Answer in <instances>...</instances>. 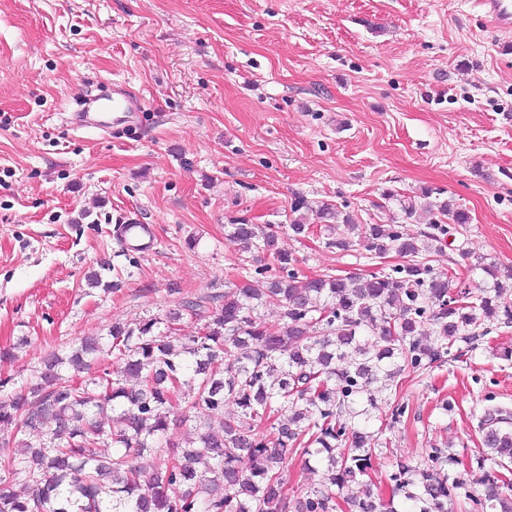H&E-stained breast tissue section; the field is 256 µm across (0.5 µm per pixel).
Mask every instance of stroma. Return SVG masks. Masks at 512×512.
Segmentation results:
<instances>
[{"label": "stroma", "instance_id": "stroma-1", "mask_svg": "<svg viewBox=\"0 0 512 512\" xmlns=\"http://www.w3.org/2000/svg\"><path fill=\"white\" fill-rule=\"evenodd\" d=\"M119 82L144 101L137 134L72 130L81 98ZM395 200L382 199L384 191ZM430 190L470 216L437 271L469 289L477 261L512 268V42L467 0H0V380L115 324L224 293L256 262L230 223H286L296 197L386 224ZM150 225L154 247L117 242ZM280 233L300 274L399 264L362 245ZM100 275L101 285L91 283ZM512 328L490 325L397 397L406 407L366 475L389 495L400 459L469 460L483 496L484 408L512 409ZM452 403L444 411L443 403Z\"/></svg>", "mask_w": 512, "mask_h": 512}]
</instances>
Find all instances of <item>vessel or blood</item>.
<instances>
[{
	"instance_id": "1",
	"label": "vessel or blood",
	"mask_w": 512,
	"mask_h": 512,
	"mask_svg": "<svg viewBox=\"0 0 512 512\" xmlns=\"http://www.w3.org/2000/svg\"><path fill=\"white\" fill-rule=\"evenodd\" d=\"M503 38L512 37V0H471ZM141 108L139 97L124 85H113L111 91L87 96L85 104L70 116V125L75 130L116 133L132 126L136 112ZM116 237L123 244H134L148 249L153 238L148 225L119 224Z\"/></svg>"
}]
</instances>
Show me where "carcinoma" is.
I'll return each mask as SVG.
<instances>
[{
	"mask_svg": "<svg viewBox=\"0 0 512 512\" xmlns=\"http://www.w3.org/2000/svg\"><path fill=\"white\" fill-rule=\"evenodd\" d=\"M436 220L420 234L407 224L416 201H400L398 224H359L351 213L321 203L325 246L346 251L352 236L370 254L395 253L404 262L366 277L322 273L301 276L276 247L281 224L228 225L245 251L269 255L250 280L204 301H185L165 322L135 328L116 324L105 336H86L63 355L41 361L28 388L0 395V426L12 428L16 450L0 455V512H399L394 501L360 480L370 466L375 436L367 431L386 394L391 423L404 416L397 403L403 379L453 355L458 344L475 348L482 325H512V270L479 263L477 291L453 286L457 274L440 273L419 259L421 238L435 243L447 225L468 224L464 210L422 193ZM295 200L288 218L294 236L309 230ZM280 310L281 333L268 334L261 310ZM204 323L194 336L176 335L183 316ZM164 324V330L158 324ZM113 353L121 367H101ZM85 373L76 381L70 372ZM136 387H126L128 380ZM237 413L224 416V403ZM181 405L200 423L194 439L171 441L163 410ZM51 432H44L47 423ZM485 450L477 457L494 469L474 512H512V411L487 407L479 419ZM112 447V456L99 453ZM157 457L144 472L138 458ZM319 464L323 479L309 490H290L284 479L295 456ZM431 465L397 462L393 493L407 512H447L464 485L447 463L464 461L431 448Z\"/></svg>",
	"mask_w": 512,
	"mask_h": 512,
	"instance_id": "obj_1",
	"label": "carcinoma"
}]
</instances>
